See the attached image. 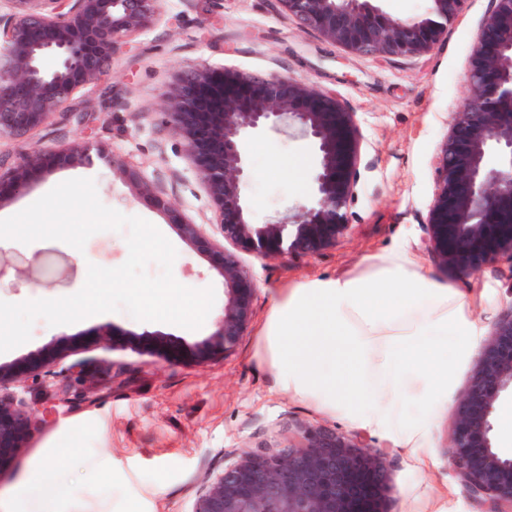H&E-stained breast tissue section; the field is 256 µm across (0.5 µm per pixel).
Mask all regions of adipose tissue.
I'll use <instances>...</instances> for the list:
<instances>
[{
	"instance_id": "ef3b65f1",
	"label": "adipose tissue",
	"mask_w": 512,
	"mask_h": 512,
	"mask_svg": "<svg viewBox=\"0 0 512 512\" xmlns=\"http://www.w3.org/2000/svg\"><path fill=\"white\" fill-rule=\"evenodd\" d=\"M483 332L465 293L434 282L403 243L370 272L288 290L264 336L279 391L420 449Z\"/></svg>"
}]
</instances>
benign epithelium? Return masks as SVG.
I'll use <instances>...</instances> for the list:
<instances>
[{
	"mask_svg": "<svg viewBox=\"0 0 512 512\" xmlns=\"http://www.w3.org/2000/svg\"><path fill=\"white\" fill-rule=\"evenodd\" d=\"M0 13V138L47 125L75 91L109 72L127 34L147 27L162 0H7ZM304 28L354 54L416 55L447 32L465 0H429L427 13L394 19L381 0H282ZM46 54L55 69L41 65ZM469 102L456 113L440 147L436 193L425 226L435 261L468 276L495 260L512 264V0H494L468 62ZM164 121L185 144L220 218L223 241L208 240L199 225H176L183 240L201 244L224 280V307L200 348L186 352L158 332L112 330L104 347L176 360L233 349L248 326L254 281L226 250L257 251L283 260L331 248L346 229L343 208L359 178L360 139L355 115L336 98L298 77L260 79L234 70L195 66L180 73L165 101ZM285 130L313 149L310 199L263 224L250 219L244 186L248 140ZM60 160L84 165L90 149L73 142ZM47 175L44 155L0 173V208L25 193L28 173ZM138 195L152 194L140 173L127 171ZM48 343L18 365L0 363V387L35 371L51 357ZM512 397V313L500 318L482 345L454 409L448 464L473 493L512 512V452L493 441L501 399ZM29 414L0 398V463L21 447ZM304 445L277 454H247L203 485L192 512H392L391 471L380 455L347 434L306 431Z\"/></svg>",
	"mask_w": 512,
	"mask_h": 512,
	"instance_id": "1",
	"label": "benign epithelium"
}]
</instances>
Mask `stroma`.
<instances>
[{
  "label": "stroma",
  "mask_w": 512,
  "mask_h": 512,
  "mask_svg": "<svg viewBox=\"0 0 512 512\" xmlns=\"http://www.w3.org/2000/svg\"><path fill=\"white\" fill-rule=\"evenodd\" d=\"M493 7L492 0H466L428 52L359 56L302 28L280 0H163L153 22L128 37L107 76L78 89L52 124L0 140L5 170L33 150L56 151L73 141L88 145L93 159L89 165L60 163L49 175L35 177L24 194L0 209V219L61 182L92 179L105 206L150 221L173 244L179 283L213 287L215 314L224 305L223 279L205 253L175 229L186 218L201 224L206 237L219 236L217 214L183 140L162 121L175 75L204 64L264 79L299 77L354 112L361 136L356 193L333 247L285 260L239 253L256 288L248 328L231 351L184 362L104 351L99 331L106 326L137 334L159 331L191 346L215 329L214 314L188 330L118 311L69 325L37 319L27 343L0 353L6 364L51 342L67 367L0 388L2 396L22 398L33 419L22 448L0 465V512H191L203 484L224 465L247 453L301 445L312 429L354 436L360 447L387 460L394 512H495L448 465L452 415L433 426L428 448L413 455L387 433L349 425L276 390L261 337L272 306L288 288L361 273L372 258L401 242L436 282L470 296L471 313L485 328L512 309L511 263L494 261L468 277L449 272L428 252L424 228L440 147L469 98L468 62ZM247 155L253 223L307 199L312 154L305 141L271 131L252 139ZM276 157L284 167L269 172ZM130 169L151 183L153 195H134L126 178ZM84 251L96 265L120 266L128 256L126 234L96 233ZM73 252L60 241L26 245L0 239V300L76 293L87 267ZM38 464L47 467L43 479L15 498V487Z\"/></svg>",
  "instance_id": "35a3bbf8"
}]
</instances>
